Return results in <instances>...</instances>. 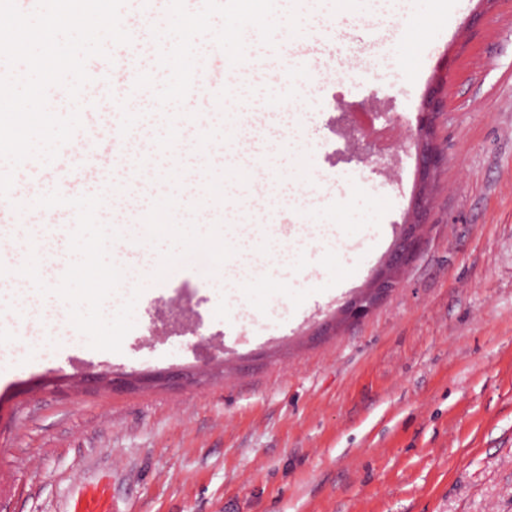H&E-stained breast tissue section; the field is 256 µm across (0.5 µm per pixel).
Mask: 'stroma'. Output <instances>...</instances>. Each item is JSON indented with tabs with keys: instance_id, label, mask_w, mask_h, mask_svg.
<instances>
[{
	"instance_id": "obj_1",
	"label": "stroma",
	"mask_w": 512,
	"mask_h": 512,
	"mask_svg": "<svg viewBox=\"0 0 512 512\" xmlns=\"http://www.w3.org/2000/svg\"><path fill=\"white\" fill-rule=\"evenodd\" d=\"M323 111L293 115L319 182L272 224L350 199H388L379 226L338 256L346 289L309 246L281 274L308 291L260 313L195 257L144 286L121 352L79 332L0 364V512H75L105 489L108 512H512V0H424L320 25ZM440 85L432 186L421 246L403 286L339 328L413 220L412 149L430 87ZM376 112L377 163L354 159L341 112ZM180 368L195 381L109 391L101 372Z\"/></svg>"
}]
</instances>
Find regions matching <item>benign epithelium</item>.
Here are the masks:
<instances>
[{
    "instance_id": "7a95c632",
    "label": "benign epithelium",
    "mask_w": 512,
    "mask_h": 512,
    "mask_svg": "<svg viewBox=\"0 0 512 512\" xmlns=\"http://www.w3.org/2000/svg\"><path fill=\"white\" fill-rule=\"evenodd\" d=\"M439 101L428 91L420 112L417 115L416 129L409 134L411 145L416 155V175L420 188L416 190L412 199V209L419 213L428 209L429 196L425 192V185L433 178L440 167L443 158L434 142V128ZM417 224H408L400 236L398 243L389 254L384 265L376 271L367 290L349 300L343 311L357 320L368 316L377 303L402 286L403 268L415 253L418 242ZM165 379L161 373L142 374L138 377H114L110 373H101L92 377L96 383L106 387L129 388L138 383L159 382Z\"/></svg>"
}]
</instances>
